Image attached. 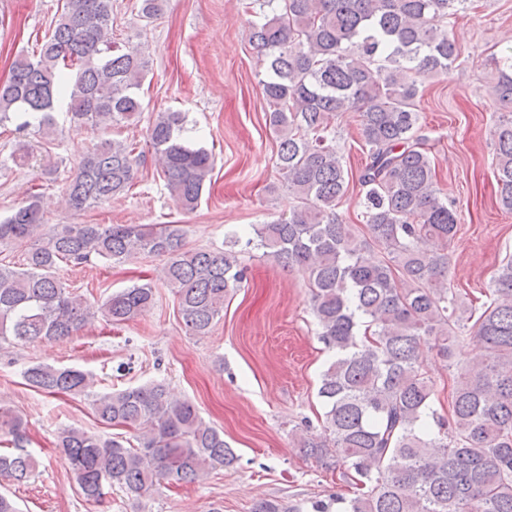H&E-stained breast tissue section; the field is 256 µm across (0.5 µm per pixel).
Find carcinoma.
<instances>
[{
    "label": "carcinoma",
    "mask_w": 512,
    "mask_h": 512,
    "mask_svg": "<svg viewBox=\"0 0 512 512\" xmlns=\"http://www.w3.org/2000/svg\"><path fill=\"white\" fill-rule=\"evenodd\" d=\"M163 0H141L150 23ZM469 0H252L260 20L249 41L266 64V123L277 135L276 165L296 205L253 228L256 244L278 265L302 272L320 339L335 353L321 374V431L305 422L304 453L333 465L354 488L310 503L260 499L252 512H512V256L492 284V300L471 326L448 287V249L457 234L454 202L440 196L418 101L424 81L448 71L459 53L448 20ZM270 11H265V8ZM147 55L112 41V0H63L50 35L19 55L0 83V126L56 129L66 102L70 121L107 131L141 114ZM506 108L492 129L503 208L512 211V64L493 83ZM360 114L367 156L357 182L369 237L339 221L349 172L336 146L334 121ZM185 116L157 113L147 138L178 208L198 207L214 157L183 137ZM135 143L106 138L94 145L70 180L66 201L84 211L135 185ZM33 192L0 219V244L30 247L20 265L0 259V342L63 341L102 317L118 325L155 303L148 281L90 300L69 290L61 265L124 263L140 254L165 258L163 283L178 300L182 323L205 335L221 318L224 299L246 280L234 246L222 252L184 247L180 224H58L42 233ZM469 328L481 349L457 359L448 413L417 353L424 344L444 360ZM27 386L47 395L87 396L93 376L77 368L36 364ZM98 423L135 433L137 445L82 428L60 432L86 501L99 504L117 486L141 497L161 480L195 482L232 465L224 434L195 405L163 382L97 394ZM0 434L17 452L0 453V479L21 483L38 467L23 449L25 423L0 405Z\"/></svg>",
    "instance_id": "1"
}]
</instances>
